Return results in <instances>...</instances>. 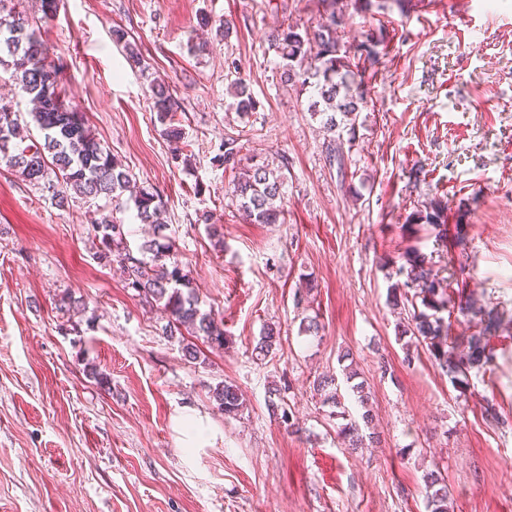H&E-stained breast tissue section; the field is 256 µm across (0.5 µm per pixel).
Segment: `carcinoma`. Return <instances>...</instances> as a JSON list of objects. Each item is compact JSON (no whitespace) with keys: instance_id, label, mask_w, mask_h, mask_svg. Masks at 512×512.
Listing matches in <instances>:
<instances>
[{"instance_id":"obj_1","label":"carcinoma","mask_w":512,"mask_h":512,"mask_svg":"<svg viewBox=\"0 0 512 512\" xmlns=\"http://www.w3.org/2000/svg\"><path fill=\"white\" fill-rule=\"evenodd\" d=\"M22 0H0V66L11 71V78L21 95L35 105L30 113L32 122L43 133V143L23 145L20 130L22 115L11 105L0 104V161L13 168L19 177L51 193L60 207L69 203L72 195L85 198L99 196L118 198L131 191L133 175L101 146L92 134L85 115L65 100L60 85L59 71L36 29L29 23L25 11L20 9ZM331 11L326 20L315 25L300 26L283 21L281 32L274 38L273 46L282 60L281 78L290 83L306 85L314 82L318 99L311 103V112L321 117L323 127L330 133L325 147L329 163H342V133L355 128L359 112L365 103V90L359 79L360 63L351 60L350 51L341 44L338 28L345 25V12L330 0ZM319 51L311 54L312 46ZM153 110L164 134L173 141L182 138V128L177 125L175 101L169 88L161 83L151 86ZM231 94L236 99L235 110L242 115L254 111L257 101L242 77L231 81ZM239 148L235 142L223 144V153L216 161L238 170L233 180V195L239 207L256 224L285 223L284 210L274 206V201L285 194L288 176L286 166L274 167L265 161L253 160L241 166ZM136 218L142 224L164 226V204L153 193L139 191L133 195ZM448 204L432 200L425 210L418 211L408 223H425L446 226ZM101 249L96 253L98 263H119L124 288L143 299L147 304L160 305L169 313L166 333L187 334L202 340L212 349H222L224 330L211 313L201 309L199 295L192 286L189 273L182 268L175 256L174 244L153 238L140 245V256L128 251L113 250V245L126 238L124 224L108 216L94 226ZM395 274L404 277L396 283L401 293L392 295V305L421 304L413 311L401 334H409L425 346L436 364L455 384L468 383L470 370H485L493 362L488 334L495 328L492 320L469 336L462 352H455L449 324L441 313L451 308L450 299L438 275L425 256L410 255L405 263L396 267ZM280 332L268 327L254 347L259 356H270ZM343 375L355 399L366 407L369 401L364 382L356 381L357 372L352 365L343 366ZM336 377L322 375L313 382L314 390L324 394L323 402L341 406L338 399ZM224 415L234 417L243 408L239 388L224 383L213 390ZM268 410L288 427L295 426L292 409L287 407L281 389L268 388ZM347 423L338 435L347 448L356 450L366 443L378 440L373 431L372 415L366 409L361 419L350 416L348 410L338 412ZM425 493L428 512H448V485L437 471L425 475Z\"/></svg>"}]
</instances>
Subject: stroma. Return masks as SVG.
Here are the masks:
<instances>
[{"mask_svg":"<svg viewBox=\"0 0 512 512\" xmlns=\"http://www.w3.org/2000/svg\"><path fill=\"white\" fill-rule=\"evenodd\" d=\"M23 7L62 66L67 101L159 194L166 224L139 223L128 199L57 207L0 161V512H427L434 468L449 512H512V0H371L352 13L345 45L381 34L387 47L365 74L340 167L309 110L316 92L281 82L270 45L283 20L325 19V0H56L49 18L39 0ZM116 28L142 66L128 64ZM236 72L258 102L245 116L230 106ZM156 81L177 102L179 143L156 120ZM230 137L242 160L287 165L285 223L240 210L235 172L215 160ZM433 199L448 204L443 238L406 221ZM108 214L130 251L158 233L174 243L203 309L223 322L222 350L184 360L180 338L162 333L167 315L98 263L94 223ZM408 251L446 278L452 301L499 317L493 364L467 386L399 335L410 313L388 293ZM65 292L81 302L68 318L55 307ZM306 316L319 335L302 331ZM267 326L280 343L260 359ZM346 352L381 435L354 454L313 391L319 375L341 374ZM221 382L243 395L236 417L212 397ZM274 384L300 432L269 413Z\"/></svg>","mask_w":512,"mask_h":512,"instance_id":"obj_1","label":"stroma"}]
</instances>
